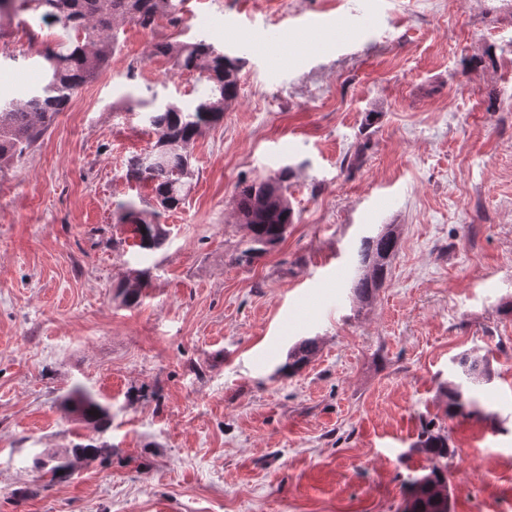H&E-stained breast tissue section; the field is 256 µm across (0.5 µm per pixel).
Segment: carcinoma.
I'll return each mask as SVG.
<instances>
[{"mask_svg":"<svg viewBox=\"0 0 512 512\" xmlns=\"http://www.w3.org/2000/svg\"><path fill=\"white\" fill-rule=\"evenodd\" d=\"M41 12V19H53L74 33L73 44L65 53L51 54L48 78L44 86L25 101L0 99V168L20 158L44 135L51 120L67 107L74 91L94 78L106 65L115 48L114 22L132 21L145 29L154 28L164 18H173L172 0H0V14L5 12ZM156 51L174 58L178 67L194 71L206 81L191 109L176 104L159 107L149 115L157 134L154 148L130 158L127 173L131 179L152 185L153 199L166 210H175L185 200L195 174L187 145L202 129L224 118V107L238 92L240 61L204 41L166 42ZM290 169L273 176L243 182L235 194L238 222L247 230L245 248L236 263H250L284 239L295 213L288 199ZM150 212L134 203L124 206L123 220L130 223L137 246L151 253L161 248L167 231L148 219ZM394 231L364 237L357 250L360 273L353 280L356 299L369 304L382 286L396 251ZM317 342L304 339L288 351V362L279 371L296 373L315 355ZM458 381L448 385L446 414L467 415L476 404L474 392L491 380L489 364L468 354L453 360ZM64 408L91 425L97 433L112 423L109 407L81 385H75L63 397ZM425 454L429 472L415 479L407 501L410 512H452L448 490V434L425 428L415 444Z\"/></svg>","mask_w":512,"mask_h":512,"instance_id":"cac0c4a2","label":"carcinoma"}]
</instances>
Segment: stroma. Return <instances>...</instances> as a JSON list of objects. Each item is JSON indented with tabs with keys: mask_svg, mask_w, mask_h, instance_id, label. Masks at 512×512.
<instances>
[{
	"mask_svg": "<svg viewBox=\"0 0 512 512\" xmlns=\"http://www.w3.org/2000/svg\"><path fill=\"white\" fill-rule=\"evenodd\" d=\"M174 2L175 21L119 24L0 169V512H401L428 422L455 512H512V0ZM67 40L0 16V97L39 88ZM199 40L239 59L238 96L190 144L192 189L145 256L120 215L152 190L127 164L156 142L149 107L201 86L155 46ZM285 167L294 224L236 264L238 183ZM387 224L398 249L363 305L356 248ZM305 338L316 355L277 374ZM462 353L493 376L451 418ZM77 384L110 406L112 451L42 483L35 458L92 434L60 405Z\"/></svg>",
	"mask_w": 512,
	"mask_h": 512,
	"instance_id": "stroma-1",
	"label": "stroma"
}]
</instances>
